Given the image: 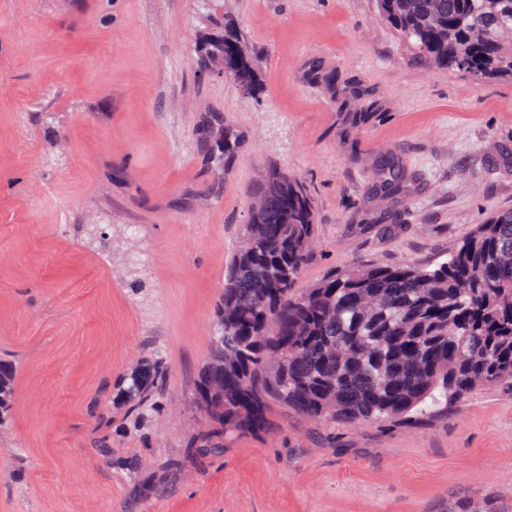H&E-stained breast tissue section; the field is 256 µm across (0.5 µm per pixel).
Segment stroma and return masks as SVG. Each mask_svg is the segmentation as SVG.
<instances>
[{
	"instance_id": "1",
	"label": "stroma",
	"mask_w": 512,
	"mask_h": 512,
	"mask_svg": "<svg viewBox=\"0 0 512 512\" xmlns=\"http://www.w3.org/2000/svg\"><path fill=\"white\" fill-rule=\"evenodd\" d=\"M213 0H0V512H512V385L354 427L273 407L202 455L193 381L268 168L303 181L318 246L297 287L350 264L432 265L512 208V82L429 70L376 0H224L263 93L201 71ZM378 97L353 128L349 86ZM234 135L223 155L217 135ZM417 186L382 230L381 148ZM167 368L156 428L114 382ZM15 376V363L0 356V421L9 415Z\"/></svg>"
}]
</instances>
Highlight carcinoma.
I'll return each instance as SVG.
<instances>
[{
  "instance_id": "carcinoma-1",
  "label": "carcinoma",
  "mask_w": 512,
  "mask_h": 512,
  "mask_svg": "<svg viewBox=\"0 0 512 512\" xmlns=\"http://www.w3.org/2000/svg\"><path fill=\"white\" fill-rule=\"evenodd\" d=\"M379 20L414 57L479 82L512 81V0H377ZM199 65L253 96L254 64L224 16L210 18ZM369 198L390 211L414 176L395 153L375 162ZM251 213L215 310L217 332L194 379L206 430L197 447L267 427L273 406L355 426L420 418L512 382V208L489 215L435 268L352 264L297 290L317 246L303 182L275 168ZM16 365L0 356V420ZM163 362L142 357L116 384L139 428L166 394Z\"/></svg>"
}]
</instances>
